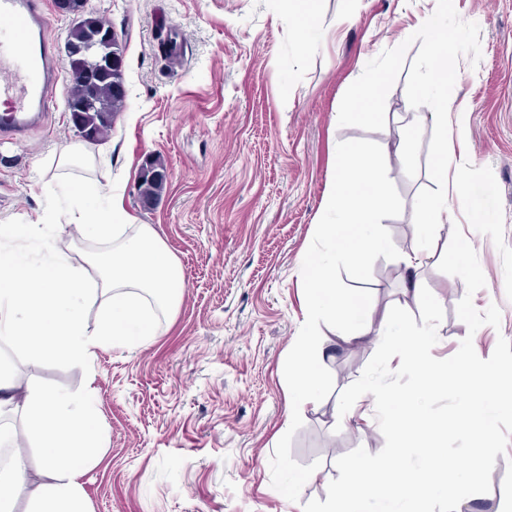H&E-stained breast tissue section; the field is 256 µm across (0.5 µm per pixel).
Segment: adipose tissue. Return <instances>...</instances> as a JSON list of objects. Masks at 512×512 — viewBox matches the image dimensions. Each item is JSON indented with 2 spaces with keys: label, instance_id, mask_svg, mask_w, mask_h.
<instances>
[{
  "label": "adipose tissue",
  "instance_id": "ef3b65f1",
  "mask_svg": "<svg viewBox=\"0 0 512 512\" xmlns=\"http://www.w3.org/2000/svg\"><path fill=\"white\" fill-rule=\"evenodd\" d=\"M422 27L432 64L415 93L427 101L429 116L440 130L452 127L465 134V112L451 111L444 96L453 80L448 68L453 37L447 20L429 15ZM452 156L447 144H440L430 172L441 192L413 226V245L402 254L407 267H418L421 255L432 253L440 230L453 221L449 195L466 191L461 172L451 169ZM64 188L74 206L67 223L0 225V340L36 359L76 364L90 363L108 347L146 346L155 334L156 310L183 292L177 263L150 225H139L134 235H127L130 217L110 188L78 181ZM75 232L111 239L112 245L98 251L90 267L73 265L58 242ZM26 239L48 242L49 257L33 261L22 245ZM94 303L100 305L101 316L91 326L86 311ZM325 345V338L305 328L290 365L294 387L289 410L318 399ZM94 393L91 385L79 395L25 386L9 362H0V415L25 419L20 436L0 426V448L8 452L7 462L0 465V512H16L26 492L29 445L40 448L51 474L34 495L31 512H88L84 476L102 448Z\"/></svg>",
  "mask_w": 512,
  "mask_h": 512
}]
</instances>
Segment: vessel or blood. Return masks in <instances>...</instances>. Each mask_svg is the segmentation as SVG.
<instances>
[{"label": "vessel or blood", "instance_id": "vessel-or-blood-1", "mask_svg": "<svg viewBox=\"0 0 512 512\" xmlns=\"http://www.w3.org/2000/svg\"><path fill=\"white\" fill-rule=\"evenodd\" d=\"M45 0H0V133L24 138L57 102L62 65Z\"/></svg>", "mask_w": 512, "mask_h": 512}]
</instances>
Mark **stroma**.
Instances as JSON below:
<instances>
[{"instance_id": "obj_1", "label": "stroma", "mask_w": 512, "mask_h": 512, "mask_svg": "<svg viewBox=\"0 0 512 512\" xmlns=\"http://www.w3.org/2000/svg\"><path fill=\"white\" fill-rule=\"evenodd\" d=\"M85 9L118 34L125 106L95 145L80 143L62 102L26 139L0 136V225L66 223L73 207L60 184L111 186L133 223L151 225L178 261L185 290L157 313L147 347L106 349L93 367L6 355L22 382L70 393L96 371L105 450L84 477L91 512H303L326 500L340 456L377 453L384 437L374 416L338 414L340 393L380 344L373 335L330 347L319 400L288 411L283 367L306 308L300 261L323 214L335 143L382 148L403 201L399 216L381 221L397 249L438 195L429 176L438 129L427 119L405 140L408 116L429 110L413 87L428 64L420 23L434 12L458 32L446 97L468 122L453 162L469 195L485 200L488 221L473 223L465 199L448 204L486 279L473 304L501 311L499 327L478 329V355L512 341V0H315L305 41L290 0H87ZM395 49L401 62L375 104L382 120L360 123V84ZM77 146L82 156L61 164ZM151 155L171 179L147 210L136 187ZM450 238L443 229L420 267L380 257L370 282H348L371 291L378 321L395 306L418 313L414 287H428L444 310L439 359L467 334L456 313L465 284L438 269ZM310 470L317 482L282 494L289 472ZM471 508L512 512V444Z\"/></svg>"}]
</instances>
